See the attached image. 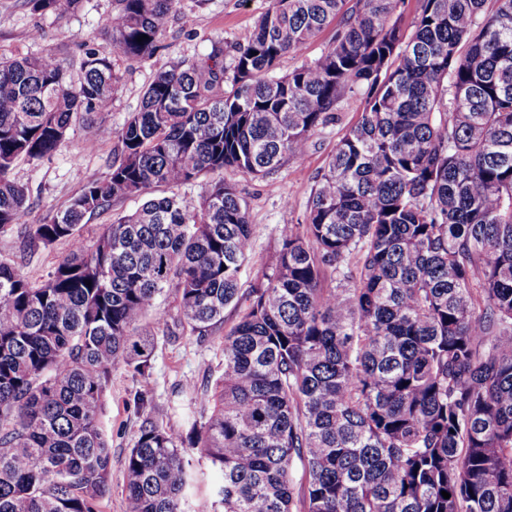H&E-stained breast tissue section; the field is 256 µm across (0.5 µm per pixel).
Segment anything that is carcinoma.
<instances>
[{"label":"carcinoma","mask_w":512,"mask_h":512,"mask_svg":"<svg viewBox=\"0 0 512 512\" xmlns=\"http://www.w3.org/2000/svg\"><path fill=\"white\" fill-rule=\"evenodd\" d=\"M403 3L273 0L237 50L232 94L215 54L158 72L119 130L97 127L120 159L42 224L27 223L14 164L56 152L118 77L87 44L76 79L51 52L0 58V235L68 245L41 283L0 261V512H103V397L121 363L151 375L155 334L138 328L168 327L172 284L192 335L245 306L213 387L185 389L208 411L187 435L133 394L126 512H185L187 448L221 474L213 512H512V0H419L409 36ZM177 5L118 0L104 31L150 58ZM338 16L319 58L278 71ZM355 91L363 111L305 223L242 289L253 228L224 169L265 178L302 158ZM201 178L198 204L150 199L83 237L113 201Z\"/></svg>","instance_id":"obj_1"}]
</instances>
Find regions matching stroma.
Masks as SVG:
<instances>
[{"label":"stroma","instance_id":"35a3bbf8","mask_svg":"<svg viewBox=\"0 0 512 512\" xmlns=\"http://www.w3.org/2000/svg\"><path fill=\"white\" fill-rule=\"evenodd\" d=\"M271 5L272 0H179L160 36V50L151 58L131 60L117 54L109 38L97 29L100 19L115 10L116 0H83L78 11L47 17L34 12L27 0H0V57L22 58L50 51L66 58L71 75L76 77L80 74L82 45L93 41L100 53L111 56L119 77L117 92L97 119L117 129L138 109L155 73L172 63L214 53L224 65H231L236 47L247 44L257 19ZM363 107L362 95L346 94L337 105L338 122L310 139L303 158L288 160L270 177L260 179L225 170V180L234 183L246 200L254 226L252 249L241 271L242 286H250L270 269L284 225L303 222L318 176ZM91 134L90 128L76 125L52 156L15 163L11 177L27 187L34 202L29 223H43L62 210L81 192L88 177L105 176L119 157L117 139L99 141L91 148L87 145ZM66 250L63 243L46 248L27 246L18 230L0 236V260L16 263L34 282L47 278ZM223 337V330L203 338L185 331L173 336L160 334L155 340L149 378H132L123 366L113 371L101 415L112 447V494L105 512H125L124 459L142 422L127 403L130 394L146 391L153 420L168 430L187 433L191 406L182 391L191 383L204 387L218 376Z\"/></svg>","mask_w":512,"mask_h":512}]
</instances>
